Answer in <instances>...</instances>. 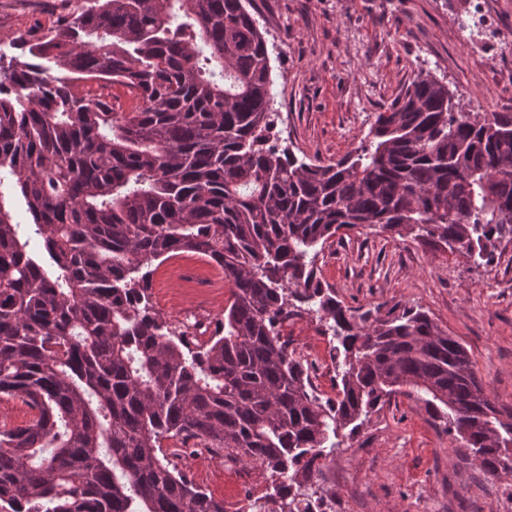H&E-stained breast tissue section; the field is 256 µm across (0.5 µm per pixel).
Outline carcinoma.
Returning a JSON list of instances; mask_svg holds the SVG:
<instances>
[{
	"label": "carcinoma",
	"mask_w": 512,
	"mask_h": 512,
	"mask_svg": "<svg viewBox=\"0 0 512 512\" xmlns=\"http://www.w3.org/2000/svg\"><path fill=\"white\" fill-rule=\"evenodd\" d=\"M245 0H88L0 52V425L9 512H228L162 441L262 469L236 512H312L370 416L415 398L485 475L512 476V406L419 307L352 308L317 277L354 229L438 239L477 266L512 237V112H457L419 75L345 157L298 160L273 133L271 64ZM121 85L139 104L115 112ZM215 264L229 304L201 340L151 303L155 262ZM331 333L320 396L282 333Z\"/></svg>",
	"instance_id": "obj_1"
}]
</instances>
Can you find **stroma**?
<instances>
[{"label":"stroma","mask_w":512,"mask_h":512,"mask_svg":"<svg viewBox=\"0 0 512 512\" xmlns=\"http://www.w3.org/2000/svg\"><path fill=\"white\" fill-rule=\"evenodd\" d=\"M85 0H0V32L26 34L49 13ZM472 0H252L272 68L273 109L285 145L298 159L335 161L357 147L375 112L417 75L447 86L459 110L477 98L512 112V0H485L472 22ZM317 275L345 305H418L467 349L491 399L512 404V241L475 266L442 243L353 230L328 243ZM157 310L171 322L224 315L229 284L216 265L184 254L151 277ZM283 333L317 363L316 385L332 393L330 342L312 317L289 320ZM191 479L227 512L245 488L262 495L261 470L206 458ZM327 489L336 512H512V477L489 478L423 405L401 396L364 425L330 465Z\"/></svg>","instance_id":"35a3bbf8"}]
</instances>
